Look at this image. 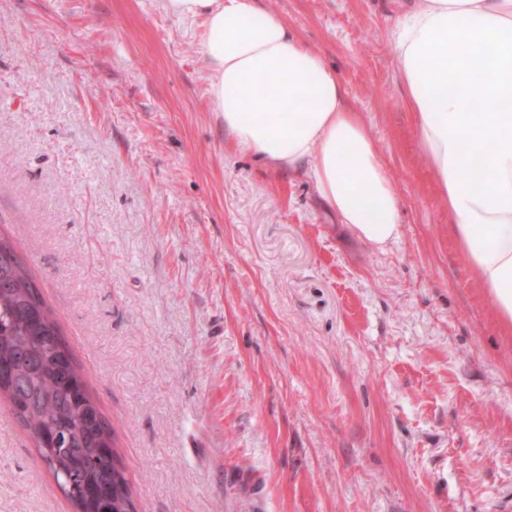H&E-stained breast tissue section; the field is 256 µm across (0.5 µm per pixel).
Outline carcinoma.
I'll return each mask as SVG.
<instances>
[{
	"instance_id": "cac0c4a2",
	"label": "carcinoma",
	"mask_w": 512,
	"mask_h": 512,
	"mask_svg": "<svg viewBox=\"0 0 512 512\" xmlns=\"http://www.w3.org/2000/svg\"><path fill=\"white\" fill-rule=\"evenodd\" d=\"M8 265L0 258V366L15 365L18 353L26 362L15 379L22 385H5L0 394L11 403L19 423L27 428L40 456L57 482L80 467L76 446L101 447V429L78 416L81 402L90 394L82 372L61 337L53 311L24 262L12 255ZM90 488L111 484L109 497L96 492L82 497L81 512H120L133 490L121 469L105 475L85 470Z\"/></svg>"
}]
</instances>
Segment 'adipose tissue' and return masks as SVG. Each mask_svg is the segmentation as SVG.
I'll use <instances>...</instances> for the list:
<instances>
[{"label":"adipose tissue","instance_id":"adipose-tissue-1","mask_svg":"<svg viewBox=\"0 0 512 512\" xmlns=\"http://www.w3.org/2000/svg\"><path fill=\"white\" fill-rule=\"evenodd\" d=\"M202 25L208 94L236 143L274 169L305 167L370 246L400 237V205L336 72L254 0H163ZM415 133L457 247L512 331V0H415L391 33ZM480 166L473 183L462 173Z\"/></svg>","mask_w":512,"mask_h":512}]
</instances>
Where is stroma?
Instances as JSON below:
<instances>
[{
	"mask_svg": "<svg viewBox=\"0 0 512 512\" xmlns=\"http://www.w3.org/2000/svg\"><path fill=\"white\" fill-rule=\"evenodd\" d=\"M334 69L399 199L360 241L238 148L161 0H0V235L108 420L135 512H512V333L454 242L397 0H254ZM0 512H72L0 398Z\"/></svg>",
	"mask_w": 512,
	"mask_h": 512,
	"instance_id": "stroma-1",
	"label": "stroma"
}]
</instances>
